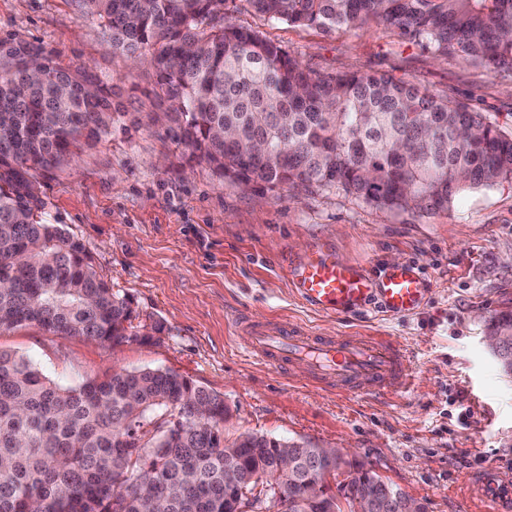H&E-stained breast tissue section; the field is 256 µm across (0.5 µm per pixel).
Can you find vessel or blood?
Wrapping results in <instances>:
<instances>
[{
  "mask_svg": "<svg viewBox=\"0 0 512 512\" xmlns=\"http://www.w3.org/2000/svg\"><path fill=\"white\" fill-rule=\"evenodd\" d=\"M288 275L301 299L327 314L353 311L376 297L386 312L405 316L421 306L426 293L415 266H394L375 278L365 267L320 248L304 255ZM245 325L252 335V357L280 373L303 368L305 383L357 397L401 394L412 384L408 354L384 337L326 336L255 317ZM464 484L475 512H512V473L497 459L466 475Z\"/></svg>",
  "mask_w": 512,
  "mask_h": 512,
  "instance_id": "obj_1",
  "label": "vessel or blood"
}]
</instances>
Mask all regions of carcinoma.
<instances>
[{
  "label": "carcinoma",
  "mask_w": 512,
  "mask_h": 512,
  "mask_svg": "<svg viewBox=\"0 0 512 512\" xmlns=\"http://www.w3.org/2000/svg\"><path fill=\"white\" fill-rule=\"evenodd\" d=\"M112 51L163 81L176 138L222 179L330 189L376 208L446 209L470 189L512 180V137L480 112L387 75L319 76L280 45L225 20L228 0H77ZM268 19L325 33L373 20L476 67L512 72V0H245ZM0 49V329L35 323L60 336L148 342L132 300L97 273L85 244L43 219L37 175L69 161L113 122L101 81L47 56ZM224 398L172 370H121L63 387L0 351V512H236L224 467L288 488L333 471L353 497L383 479L356 459L246 433L224 439Z\"/></svg>",
  "instance_id": "1"
}]
</instances>
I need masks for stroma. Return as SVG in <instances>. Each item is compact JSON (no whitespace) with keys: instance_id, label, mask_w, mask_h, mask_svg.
<instances>
[{"instance_id":"stroma-1","label":"stroma","mask_w":512,"mask_h":512,"mask_svg":"<svg viewBox=\"0 0 512 512\" xmlns=\"http://www.w3.org/2000/svg\"><path fill=\"white\" fill-rule=\"evenodd\" d=\"M229 22L260 31L314 73H384L466 103L512 135V73H494L381 23L325 33L267 20L232 0ZM0 44L41 49L60 66L107 82L120 112L100 141L42 172L45 218L79 238L99 274L130 295L148 344L106 345L35 324L0 329V351L29 359L62 386L113 371H175L221 395L224 436L292 439L351 449L425 512H460L465 474L495 456L512 471V376L484 336L512 311V181L464 192L444 210L369 206L339 189L270 193L221 180L173 137L151 66L113 52L75 0H0ZM381 274L417 266L427 284L413 314L379 300L345 315L306 306L287 267L316 247ZM326 335H382L411 355L413 383L397 397L348 398L306 386L250 357L238 312Z\"/></svg>"}]
</instances>
